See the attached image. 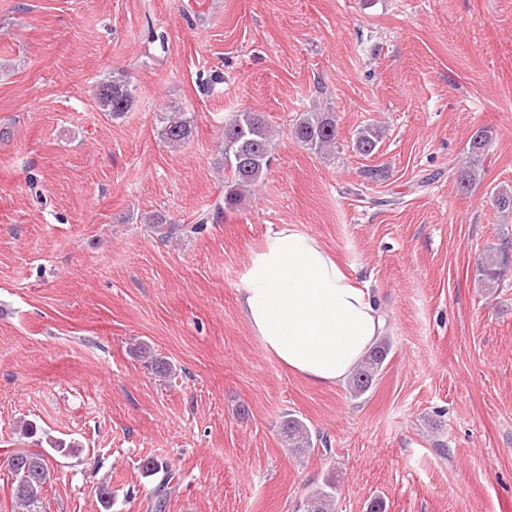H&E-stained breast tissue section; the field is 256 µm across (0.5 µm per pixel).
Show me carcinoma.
<instances>
[{"label":"carcinoma","mask_w":512,"mask_h":512,"mask_svg":"<svg viewBox=\"0 0 512 512\" xmlns=\"http://www.w3.org/2000/svg\"><path fill=\"white\" fill-rule=\"evenodd\" d=\"M96 102L100 109L119 117L129 111L133 104L129 83L116 78L101 83L96 89ZM191 132L190 121L183 117L168 120L162 130L164 140L172 145H181ZM293 135L300 143L317 152H323L336 144L337 127L330 112H306L298 119ZM383 137L377 125L362 128L356 137V148L364 155L373 154ZM235 138L233 151L243 154L246 168L238 165V159L224 160V197L215 200L212 209L203 212L188 224L171 222L162 231L163 238L189 236L201 227L219 219L226 210L235 208L252 188L261 182L268 171L272 144L270 129L264 116L258 112H237L224 121V139ZM492 140L491 131L481 127L471 136L467 147V161L460 169L456 183L461 191L468 192L481 177L482 162L488 154ZM512 263V248L507 237H502L497 247H489L478 261L476 276L480 287L494 291L501 287L504 270ZM389 352L388 341L380 339L364 356L349 379L350 394L359 398L372 387L383 370ZM283 437L287 450L292 455H301L315 449L316 442L309 427L299 418L289 416L283 422ZM49 448H13L7 452L6 465L16 466V479L11 483V497L15 504L26 512H35L42 491L50 479V462L53 454L62 456L76 453L77 446L58 440H49ZM146 469L149 473L162 474L160 485L169 484L171 468L164 460H151ZM336 506V482L325 479L323 486L316 488L306 502V512H334Z\"/></svg>","instance_id":"1"}]
</instances>
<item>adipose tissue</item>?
<instances>
[{"mask_svg":"<svg viewBox=\"0 0 512 512\" xmlns=\"http://www.w3.org/2000/svg\"><path fill=\"white\" fill-rule=\"evenodd\" d=\"M238 302L264 350L321 387L344 384L384 328L369 288L293 224L253 258Z\"/></svg>","mask_w":512,"mask_h":512,"instance_id":"ef3b65f1","label":"adipose tissue"}]
</instances>
